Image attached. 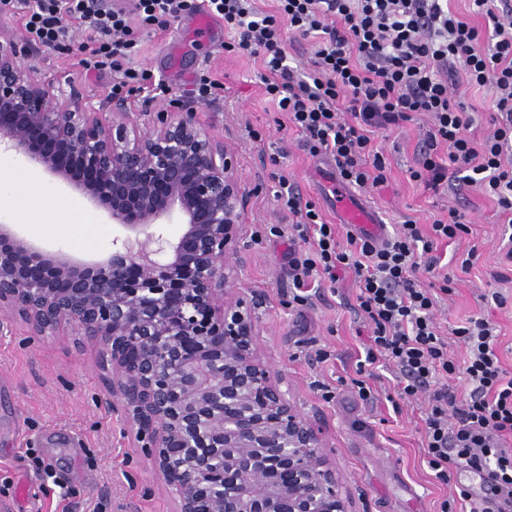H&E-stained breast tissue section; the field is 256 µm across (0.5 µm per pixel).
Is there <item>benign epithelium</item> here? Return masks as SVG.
I'll list each match as a JSON object with an SVG mask.
<instances>
[{"mask_svg":"<svg viewBox=\"0 0 512 512\" xmlns=\"http://www.w3.org/2000/svg\"><path fill=\"white\" fill-rule=\"evenodd\" d=\"M0 33V155L81 189L131 231L101 262L48 253L0 225V313L38 336L97 343L109 389L175 512H348L320 430L280 391L235 298L244 194L224 142L190 109L141 127L51 92ZM179 209L172 240L154 229Z\"/></svg>","mask_w":512,"mask_h":512,"instance_id":"7a95c632","label":"benign epithelium"}]
</instances>
